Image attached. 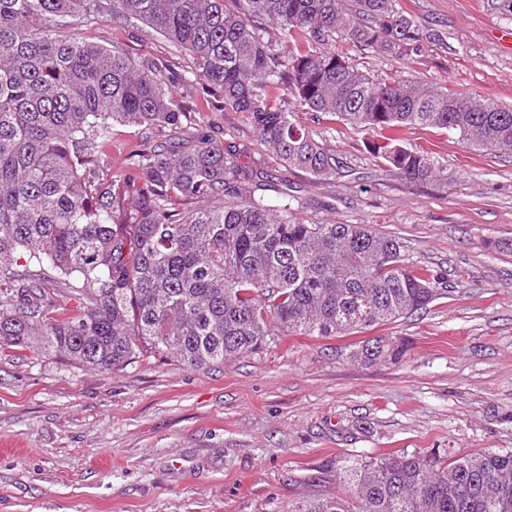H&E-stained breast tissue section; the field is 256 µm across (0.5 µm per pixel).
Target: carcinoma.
<instances>
[{"label":"carcinoma","instance_id":"cac0c4a2","mask_svg":"<svg viewBox=\"0 0 512 512\" xmlns=\"http://www.w3.org/2000/svg\"><path fill=\"white\" fill-rule=\"evenodd\" d=\"M512 23V0H487ZM142 21L193 58L204 85L246 113L286 166L329 180L336 158L264 88L288 79L309 112L376 128L369 152L411 183L448 181L410 128L512 154V105L446 84L387 83L332 46L406 57L430 38L399 0H0V349L54 352L101 371L148 353L210 368L280 336L382 327L442 295L402 246L368 224L305 222L307 199L203 131L170 89L171 64L74 42L80 15ZM115 123L148 131L129 171L103 173ZM75 305H70V302ZM383 335L353 345L396 361ZM350 498L288 512H512V449L455 458L383 453L345 469Z\"/></svg>","mask_w":512,"mask_h":512}]
</instances>
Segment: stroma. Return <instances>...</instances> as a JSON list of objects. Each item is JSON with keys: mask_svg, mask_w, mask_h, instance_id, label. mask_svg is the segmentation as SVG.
Returning a JSON list of instances; mask_svg holds the SVG:
<instances>
[{"mask_svg": "<svg viewBox=\"0 0 512 512\" xmlns=\"http://www.w3.org/2000/svg\"><path fill=\"white\" fill-rule=\"evenodd\" d=\"M400 2L433 40L400 59L355 49L354 66L512 105V49L499 43L512 24L484 0ZM67 35L168 58L179 74L192 66L147 25L106 13L74 21ZM266 94L335 155V177L284 169L257 146L246 113L176 91L242 162L306 197L305 220L398 238L411 268L442 275L445 295L382 327L408 346L396 363L351 361L344 337L292 335L210 371L150 359L101 372L1 351L0 512H288L310 496H346L336 470L357 454L512 449V253L484 246L512 239V154L414 129L408 145L448 171L447 184H414L369 152L378 132L306 111L286 85Z\"/></svg>", "mask_w": 512, "mask_h": 512, "instance_id": "1", "label": "stroma"}]
</instances>
